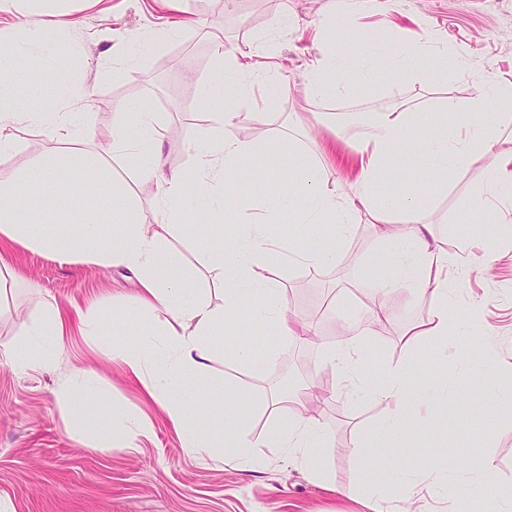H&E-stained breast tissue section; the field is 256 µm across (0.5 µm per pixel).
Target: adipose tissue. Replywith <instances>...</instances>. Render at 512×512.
<instances>
[{
	"instance_id": "1",
	"label": "adipose tissue",
	"mask_w": 512,
	"mask_h": 512,
	"mask_svg": "<svg viewBox=\"0 0 512 512\" xmlns=\"http://www.w3.org/2000/svg\"><path fill=\"white\" fill-rule=\"evenodd\" d=\"M52 45L43 27L29 21L14 47L0 50V86L10 87L8 93H0V158L17 148L11 128L19 115L15 112L19 106L24 109V117L49 124L56 142H72L79 133L78 112H59L48 103L45 94L23 91L11 84L17 67L45 69L53 57ZM361 46V40L356 39L351 45H338L322 53L304 77L305 96L317 99L346 93V86L335 84L334 74L352 50ZM258 54L255 48L246 52L216 47L215 64L225 71L229 81L199 86L200 97L211 102L212 109L206 133L195 145V165L191 171L164 173L156 116L149 106L138 107L143 138L135 146L129 145L125 135L124 113H114L115 153L134 165L139 179L159 185L154 223H146L130 184L117 177L99 156L84 153L77 157L75 165L63 166L49 153L21 172L0 169V242L77 262L135 271L143 290V308H163L168 322L160 333L143 331L132 341L113 342L112 355L143 382L150 398L179 432L184 447L221 455L223 433L204 435L196 427L200 415L211 410L216 394L221 393L225 396L224 420L239 433L245 466H263L272 454L293 461L310 480L322 483L327 474L315 466L314 459L326 445L327 431L318 416L302 406L288 408L287 397L278 395L269 403L267 431L260 438H252L245 427L255 410L251 390L241 386L229 391L224 384L207 377L216 353V337L238 325V311L244 304H252L256 325L296 341L302 339L303 328L289 320L282 301L273 263L275 255H288L303 265H323L333 259L336 246L349 235L361 213L375 218L373 231L382 239L390 236L386 229L389 215H396L404 229L395 236L397 246L389 252L388 272L374 275L371 284L381 292L407 288L415 297L431 301L433 309L427 320L411 327L412 339L444 338L451 332L480 339L489 336L491 328L469 312L449 320L448 307L456 302L458 291L448 283V268L452 264L448 254L440 248L429 226L420 223V198L410 196L396 203L385 188L384 176L395 163L393 148L416 122L415 113L399 104L374 113L366 124L359 150L361 182L354 195L342 193L339 183L326 178L317 163L303 162L299 168L300 191L289 189L256 202L258 215L244 225L235 245H218L224 198L233 186L230 176L249 167L256 150L252 141L238 135V115L225 108L224 89L232 87V96L238 101L247 99L257 85L265 87L273 97L286 90L274 66L258 61ZM501 98H512L511 80L478 86L463 101H444V111L461 116L462 121L453 130H440L427 142L425 158L437 175L457 169L475 154L490 153L497 135L482 123L481 116L489 101ZM77 165L95 171L97 195L121 202L123 219L114 224L106 215L93 212L76 227L46 232V210L28 205L26 196L35 187L68 193ZM191 193L201 200L206 212L203 222L193 226L192 235L208 253L209 273L224 291V305L220 308L212 306L204 296L187 297L183 280L170 271L168 237L179 221L183 201ZM511 195L512 153L501 154L493 160L490 180L474 191L467 205L478 209L491 199ZM282 216L293 224L324 225L330 236L329 249L300 253L293 251L289 243H273L268 233L269 222ZM346 326L348 333L342 346L324 348L320 364L337 373V391L382 405L386 410L382 428L391 440H398L409 429L413 416L436 407L437 401L428 384L415 381L409 366L403 363L385 367L380 380H373L360 358L369 329L359 318L347 320ZM25 334L27 339L23 342H0V362L20 374L54 368L65 335V321L59 310L49 309L42 318L30 322ZM57 399L62 417L73 430H82L87 419H95L98 441L106 448L115 442L134 447L137 439L151 430L147 421L114 413L103 405L91 373L63 380ZM396 466L395 458L387 455L368 468L364 476L362 489L382 503L381 512H408L405 502L410 487L439 485L438 470L433 466L403 473L394 486L383 485L381 472Z\"/></svg>"
}]
</instances>
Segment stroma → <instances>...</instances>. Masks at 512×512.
Segmentation results:
<instances>
[{
    "instance_id": "obj_1",
    "label": "stroma",
    "mask_w": 512,
    "mask_h": 512,
    "mask_svg": "<svg viewBox=\"0 0 512 512\" xmlns=\"http://www.w3.org/2000/svg\"><path fill=\"white\" fill-rule=\"evenodd\" d=\"M339 2L234 0L229 5L225 0H184L182 10L175 11L163 0H66L72 32L57 42L54 56L57 70L68 73L70 81L56 96L61 109L73 105L84 115L80 143L75 148L56 145L48 126L20 119L14 126L18 148L0 166L22 170L50 151L64 162L76 149L95 153L127 179L145 217H152L156 185L138 180L114 154L112 114L121 105L151 101L167 169H189L195 161L194 142L207 126L198 84L216 74L214 39L220 36L229 48L266 46L288 86L287 95L275 101L267 99L263 87H254L249 104L240 109L237 132L256 151L248 172L238 175L236 189L226 198L223 244L237 238L244 218L242 199L279 193L282 180L293 178L299 158L318 156L328 142L336 144V161L324 170L340 181L344 192L353 193L362 129L346 119V112L370 113L401 101L413 107L416 127L411 139L396 147L387 181L394 197L423 194L422 222L430 224L449 255H462L465 244L492 238L498 230L492 214L466 210L463 204L473 187L487 180L491 159L470 160L443 185L421 155L445 99L467 97L478 84L512 80V0H371L365 12L346 24L325 26V17ZM358 34L373 66L384 75L381 85L369 91L357 88L358 68L350 64L336 73L338 83L352 85L350 95L307 99L301 82L309 62L328 44L349 43ZM120 41L135 64L116 73L110 58ZM442 42L467 53L466 68H455L438 53ZM406 44L421 49L415 79L393 71L394 54ZM337 130L342 133L338 142L333 139ZM288 138L298 141V156H289L283 147ZM168 250L188 272V293L198 292L206 253L179 230L170 237ZM386 255L369 216L363 215L330 263L305 267L281 260L277 274L289 315L314 325L319 339L340 343L343 317L368 312L365 264L384 261ZM0 258L17 274L11 292L0 301V340L21 339L25 323L50 307L71 320L58 370L22 376L0 365V497L9 499L15 512H375L374 502L359 487L358 474L362 464L388 452L405 469L435 458L445 470L465 475L491 463L490 483L472 486L466 497L451 491L424 502L419 493H411L413 507L424 506L428 512H482L491 484L512 485V416L493 409L494 396L512 399V378L477 395L467 376L473 351L512 357V253L500 255L488 273L471 275L463 285L465 294L485 299L482 314L492 327L489 340L452 335L406 346L404 329L426 319L431 305L404 288L385 296L387 317L372 328L366 346L369 367L409 363L415 380L446 389L452 408L447 420L413 429L394 450L388 449L380 428L382 406L333 396L337 377L320 366L317 345L252 328L245 338L254 362L243 368L223 357L240 338L222 336L208 376L251 389L257 403L249 425L252 436L266 429L264 404L288 369L298 372L299 387L327 392L317 406L330 433L329 446L317 460L331 482L327 488L274 456L256 470L242 466L232 433L223 457L187 451L142 383L113 361L111 345L80 333L73 321L76 309L97 303L109 318L136 308L140 289L135 272L73 263L10 244L0 248ZM86 372L96 374L106 406L147 420L151 434L132 448L119 443L97 448L94 426L71 430L59 412V378ZM356 437L365 442L359 463L347 453Z\"/></svg>"
}]
</instances>
